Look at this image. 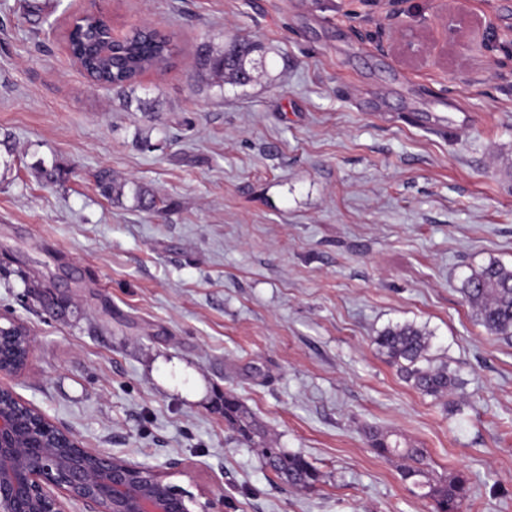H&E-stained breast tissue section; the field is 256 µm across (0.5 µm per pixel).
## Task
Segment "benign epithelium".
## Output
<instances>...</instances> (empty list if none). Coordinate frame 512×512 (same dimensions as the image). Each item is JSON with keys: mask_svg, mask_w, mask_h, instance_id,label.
<instances>
[{"mask_svg": "<svg viewBox=\"0 0 512 512\" xmlns=\"http://www.w3.org/2000/svg\"><path fill=\"white\" fill-rule=\"evenodd\" d=\"M17 336L27 362L33 338L19 322L0 325ZM14 391L0 387V512H218L224 497L200 503L165 482L160 468L92 451L69 431L55 433Z\"/></svg>", "mask_w": 512, "mask_h": 512, "instance_id": "obj_1", "label": "benign epithelium"}]
</instances>
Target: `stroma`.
<instances>
[{"label":"stroma","mask_w":512,"mask_h":512,"mask_svg":"<svg viewBox=\"0 0 512 512\" xmlns=\"http://www.w3.org/2000/svg\"><path fill=\"white\" fill-rule=\"evenodd\" d=\"M143 22L176 55L124 93L69 56L73 19ZM0 0V324L26 325L0 374L84 445L159 466L224 512H428L373 427L467 475V512H512V341L461 292L512 267V0ZM254 41L245 86L202 77V45ZM65 174L53 184L37 161ZM106 172L150 189L113 200ZM431 336L457 381L434 398L373 342ZM233 394L278 447L291 487L224 421ZM7 335L8 336H19L20 345L23 350V356L20 359L22 364L19 365L17 368L13 367V365L16 363L18 364L19 361L14 364H6L4 362L3 347L1 346V342H2V336H7ZM0 339H1V342H0V373L1 374H3V373L16 374L19 371H21V369L23 368V366L25 365V363L27 362V360L30 356L31 350L33 348V338L31 336L30 332L27 330V328L23 324H21L19 322L12 321L8 325H5V326L0 325ZM261 453L265 464L289 485L309 489L314 487L319 475L316 468L299 453L277 448L272 442H263Z\"/></svg>","instance_id":"35a3bbf8"}]
</instances>
